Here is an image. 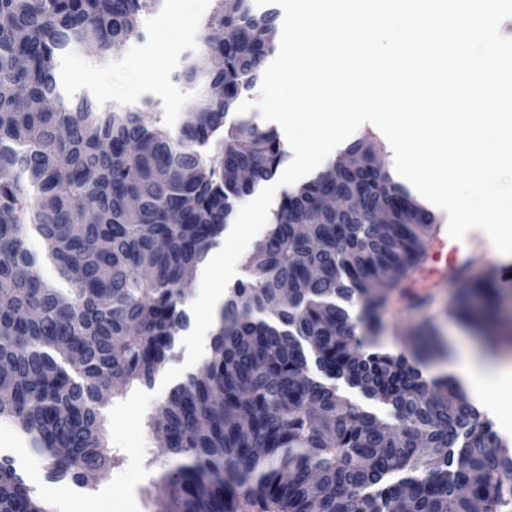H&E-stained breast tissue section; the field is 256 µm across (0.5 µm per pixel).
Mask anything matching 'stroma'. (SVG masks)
Instances as JSON below:
<instances>
[{
    "label": "stroma",
    "mask_w": 512,
    "mask_h": 512,
    "mask_svg": "<svg viewBox=\"0 0 512 512\" xmlns=\"http://www.w3.org/2000/svg\"><path fill=\"white\" fill-rule=\"evenodd\" d=\"M212 9L213 0H162L143 15L139 36L112 50L101 66L92 64L80 48L68 50L57 69L62 92L73 102L90 97L104 109L115 104L140 108L145 101H153L160 105L161 122L177 130L196 94L182 80L181 73L202 45L204 24ZM451 262L447 252H431L411 288L412 294L423 297V304L396 305L386 318L389 348L398 349L406 333L429 321L437 328L446 352L426 358L428 371L458 361L473 350L485 359L512 357V287L501 291L495 346H488L448 316L449 305L471 283L483 279L490 268L512 275V256L495 254L490 266L473 263L462 278L449 274ZM185 308L190 324L180 336L176 359L166 364L152 386H134L109 401L104 411L108 445L122 462L99 473L92 488H81L69 478L50 477L45 461L32 455L12 424L0 421V459L12 460L53 512H147L144 489L155 475L156 469L149 461L157 453L148 421L166 397L171 382L196 371L209 355L216 328L211 312L199 299L198 282L187 286Z\"/></svg>",
    "instance_id": "35a3bbf8"
}]
</instances>
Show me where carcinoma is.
Instances as JSON below:
<instances>
[{"label": "carcinoma", "mask_w": 512, "mask_h": 512, "mask_svg": "<svg viewBox=\"0 0 512 512\" xmlns=\"http://www.w3.org/2000/svg\"><path fill=\"white\" fill-rule=\"evenodd\" d=\"M160 0H0V420L50 473L120 464L106 398L150 385L189 325L184 288L286 156L275 129L234 118L275 51L279 11L217 0L182 71L203 83L176 134L138 108L73 104L58 57L102 61ZM366 134L343 153L339 224L324 174L288 190L224 300L211 354L151 418L161 448L153 512H512V450L452 376L415 346L391 352L385 315L425 264L434 213L380 167ZM58 280L44 278L38 260ZM496 274L449 315L496 343ZM383 401L392 421L336 382ZM0 512H52L0 460Z\"/></svg>", "instance_id": "cac0c4a2"}]
</instances>
